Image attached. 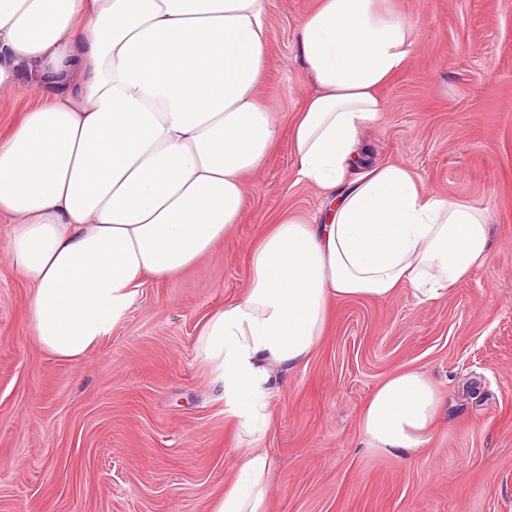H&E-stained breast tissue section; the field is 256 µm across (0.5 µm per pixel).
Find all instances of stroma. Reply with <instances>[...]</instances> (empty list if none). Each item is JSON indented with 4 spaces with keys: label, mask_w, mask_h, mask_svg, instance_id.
Listing matches in <instances>:
<instances>
[{
    "label": "stroma",
    "mask_w": 512,
    "mask_h": 512,
    "mask_svg": "<svg viewBox=\"0 0 512 512\" xmlns=\"http://www.w3.org/2000/svg\"><path fill=\"white\" fill-rule=\"evenodd\" d=\"M317 0H267L272 37L257 93L279 132L247 174L240 221L197 266L144 278L125 319L86 360L31 336V290L0 252V512H209L244 443L196 358L203 319L236 300L249 247L281 217L314 218L295 182L290 126L315 86L299 28ZM413 27L403 69L360 135L365 163L408 165L428 189L484 208L489 261L447 297L409 289L329 305L308 363L264 400L275 460L268 512H512V0H388ZM409 368L444 400L414 456L361 444L376 387Z\"/></svg>",
    "instance_id": "35a3bbf8"
}]
</instances>
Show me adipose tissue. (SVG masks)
Instances as JSON below:
<instances>
[{"instance_id": "1", "label": "adipose tissue", "mask_w": 512, "mask_h": 512, "mask_svg": "<svg viewBox=\"0 0 512 512\" xmlns=\"http://www.w3.org/2000/svg\"><path fill=\"white\" fill-rule=\"evenodd\" d=\"M266 14L267 0H0V96L37 100L0 142V220L12 226L1 248L32 288L28 327L50 355L85 360L144 277L197 265L239 221L244 177L278 133L256 95ZM412 44L383 0H318L301 24L316 90L290 137L296 181L325 194L321 221L274 224L250 251L245 291L197 337L242 432H264L274 373L308 362L332 300L408 287L432 302L489 259L480 207L400 164L350 174ZM440 410L423 371L397 372L361 414L362 443L412 455ZM273 468L268 449H242L212 512H266Z\"/></svg>"}]
</instances>
